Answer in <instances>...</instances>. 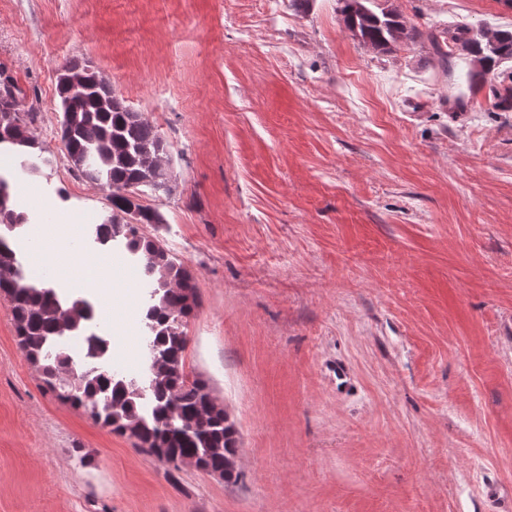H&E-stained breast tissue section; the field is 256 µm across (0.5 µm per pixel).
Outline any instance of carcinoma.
<instances>
[{"mask_svg": "<svg viewBox=\"0 0 512 512\" xmlns=\"http://www.w3.org/2000/svg\"><path fill=\"white\" fill-rule=\"evenodd\" d=\"M344 28L359 43L389 51L417 32L407 28L393 9L371 8L375 0H338ZM436 53L463 57L477 68L474 76L497 78L490 86L493 107L512 112V29H474L459 25L429 34ZM73 60L57 71L61 152L81 179L110 191L111 213L95 227L102 244L122 241L143 260L142 272L151 291L144 316L150 363L142 380L119 377L98 366L75 371L69 339L82 334L93 304L86 297L69 298L26 272L9 243L27 223L11 201V185L0 175V296L11 306L18 344L37 368L47 391L58 401L84 410L98 425L134 440L135 447L178 468L176 460L195 456L203 467L219 471L224 453L238 448L237 431L223 413L207 410L209 386L185 371L186 326L199 306L192 273L160 242L141 231L143 224H164L165 216L140 202L139 188L172 192L173 171L166 142L148 118L124 104L112 84L92 66L82 64L83 81L67 78ZM38 108L27 103L17 80L0 68V149L19 158L26 175L41 172L51 158L35 135Z\"/></svg>", "mask_w": 512, "mask_h": 512, "instance_id": "1", "label": "carcinoma"}]
</instances>
